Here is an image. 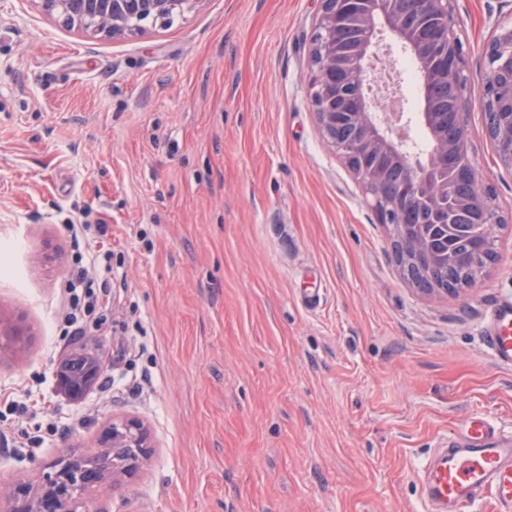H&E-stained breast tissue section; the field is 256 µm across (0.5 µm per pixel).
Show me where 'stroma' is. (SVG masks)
Listing matches in <instances>:
<instances>
[{
  "mask_svg": "<svg viewBox=\"0 0 512 512\" xmlns=\"http://www.w3.org/2000/svg\"><path fill=\"white\" fill-rule=\"evenodd\" d=\"M318 9L198 0L108 40L0 0V324L27 336L0 352V488L38 485L135 418L150 458L92 488V512H427L422 466L466 416L512 432V369L482 336L512 296V169L481 104L512 0L448 4L470 154L505 221L495 263L459 295L403 280L321 135ZM77 267L114 299L81 341L111 380L73 400L57 387L58 307Z\"/></svg>",
  "mask_w": 512,
  "mask_h": 512,
  "instance_id": "35a3bbf8",
  "label": "stroma"
}]
</instances>
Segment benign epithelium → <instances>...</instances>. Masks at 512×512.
<instances>
[{
    "instance_id": "1",
    "label": "benign epithelium",
    "mask_w": 512,
    "mask_h": 512,
    "mask_svg": "<svg viewBox=\"0 0 512 512\" xmlns=\"http://www.w3.org/2000/svg\"><path fill=\"white\" fill-rule=\"evenodd\" d=\"M51 18L70 28L109 39L139 34L146 25L165 22L193 8L199 0H33ZM397 0H368L356 18L370 31L355 45L344 65L336 57V28L348 21L337 0H320L310 62L312 105L322 136L345 159L368 158L370 165L351 169L371 197L381 224L391 227V248L406 281L425 295L461 294L478 283L465 275L488 267L495 255L475 241L479 231L499 224L479 183L469 152L470 133L463 120L460 75L464 58L454 32L448 0H413L401 11ZM406 45L419 58L425 85L443 87L454 110L423 112L431 127L451 124L422 157L406 152L399 141L403 113L377 109L369 68L391 45ZM488 77L482 104L491 117L484 135L504 165L512 168V21L495 25L485 52ZM95 454L59 456L33 490L22 484L0 493V512H90L87 491L89 458L101 464L100 480L134 474L149 454V436L137 420L102 430ZM127 448L125 455L104 461L107 448Z\"/></svg>"
}]
</instances>
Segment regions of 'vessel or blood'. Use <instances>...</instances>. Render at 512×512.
I'll return each mask as SVG.
<instances>
[{"label": "vessel or blood", "mask_w": 512, "mask_h": 512, "mask_svg": "<svg viewBox=\"0 0 512 512\" xmlns=\"http://www.w3.org/2000/svg\"><path fill=\"white\" fill-rule=\"evenodd\" d=\"M483 334L498 365L512 369V298L491 305ZM423 493L431 512H468L480 501L491 512H512V435L481 413L469 415L427 464Z\"/></svg>", "instance_id": "obj_1"}]
</instances>
